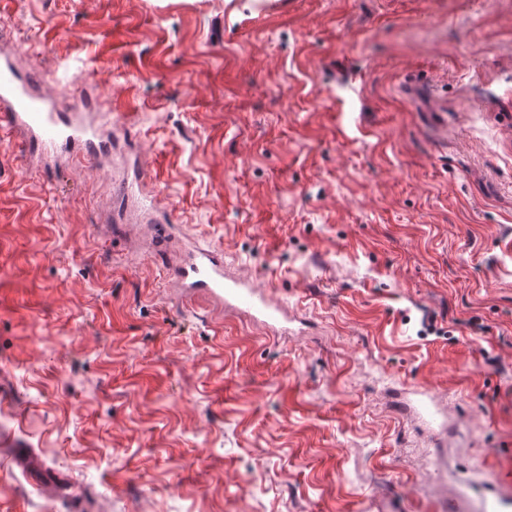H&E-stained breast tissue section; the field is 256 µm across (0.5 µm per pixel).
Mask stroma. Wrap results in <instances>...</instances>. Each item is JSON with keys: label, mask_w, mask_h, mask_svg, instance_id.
Here are the masks:
<instances>
[{"label": "stroma", "mask_w": 512, "mask_h": 512, "mask_svg": "<svg viewBox=\"0 0 512 512\" xmlns=\"http://www.w3.org/2000/svg\"><path fill=\"white\" fill-rule=\"evenodd\" d=\"M2 36L118 135L0 130V512H512V0H0ZM184 243L287 332L185 295Z\"/></svg>", "instance_id": "stroma-1"}]
</instances>
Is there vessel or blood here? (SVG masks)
<instances>
[{
  "instance_id": "obj_1",
  "label": "vessel or blood",
  "mask_w": 512,
  "mask_h": 512,
  "mask_svg": "<svg viewBox=\"0 0 512 512\" xmlns=\"http://www.w3.org/2000/svg\"><path fill=\"white\" fill-rule=\"evenodd\" d=\"M38 75L21 76L10 61L0 62V120L6 122L26 152L47 148L61 155L97 158L112 143L110 135L93 131L80 113L54 112L49 100L35 95ZM177 285L189 293H206L220 301L245 308L267 321L279 319V309L248 283L227 279L224 259L216 251L193 247L176 267Z\"/></svg>"
}]
</instances>
